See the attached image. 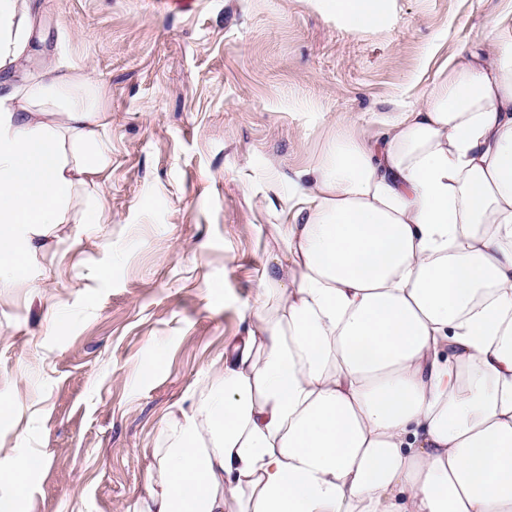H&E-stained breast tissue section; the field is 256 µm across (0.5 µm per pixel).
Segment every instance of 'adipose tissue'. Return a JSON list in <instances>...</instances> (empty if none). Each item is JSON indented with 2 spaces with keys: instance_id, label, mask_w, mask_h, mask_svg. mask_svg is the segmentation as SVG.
<instances>
[{
  "instance_id": "adipose-tissue-1",
  "label": "adipose tissue",
  "mask_w": 512,
  "mask_h": 512,
  "mask_svg": "<svg viewBox=\"0 0 512 512\" xmlns=\"http://www.w3.org/2000/svg\"><path fill=\"white\" fill-rule=\"evenodd\" d=\"M376 29L384 0H325ZM33 0H0V71ZM380 139L343 127L299 175L261 304L153 451L136 512H512V0ZM89 76L0 95V271L107 168Z\"/></svg>"
}]
</instances>
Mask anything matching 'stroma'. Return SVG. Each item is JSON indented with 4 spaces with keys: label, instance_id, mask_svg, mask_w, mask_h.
Instances as JSON below:
<instances>
[{
    "label": "stroma",
    "instance_id": "stroma-1",
    "mask_svg": "<svg viewBox=\"0 0 512 512\" xmlns=\"http://www.w3.org/2000/svg\"><path fill=\"white\" fill-rule=\"evenodd\" d=\"M502 2L387 0L355 30L324 0H37V58L98 82L112 163L0 280V471L38 462L21 496L0 484L14 512H134L173 415L247 333L297 172L490 40Z\"/></svg>",
    "mask_w": 512,
    "mask_h": 512
}]
</instances>
